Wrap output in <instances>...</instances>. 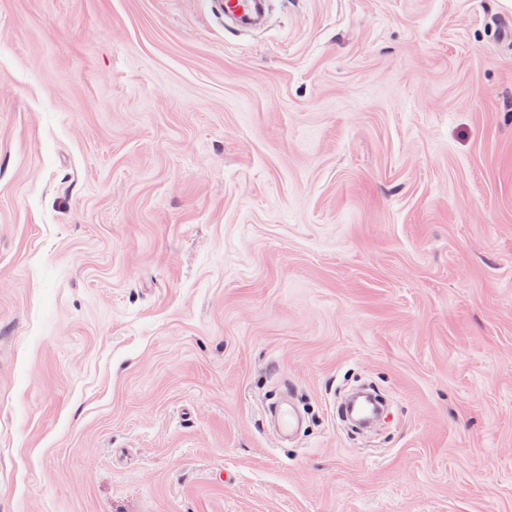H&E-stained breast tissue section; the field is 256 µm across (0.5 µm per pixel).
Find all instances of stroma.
Returning a JSON list of instances; mask_svg holds the SVG:
<instances>
[{
  "label": "stroma",
  "instance_id": "1",
  "mask_svg": "<svg viewBox=\"0 0 512 512\" xmlns=\"http://www.w3.org/2000/svg\"><path fill=\"white\" fill-rule=\"evenodd\" d=\"M271 4L0 0V512H512V8Z\"/></svg>",
  "mask_w": 512,
  "mask_h": 512
}]
</instances>
